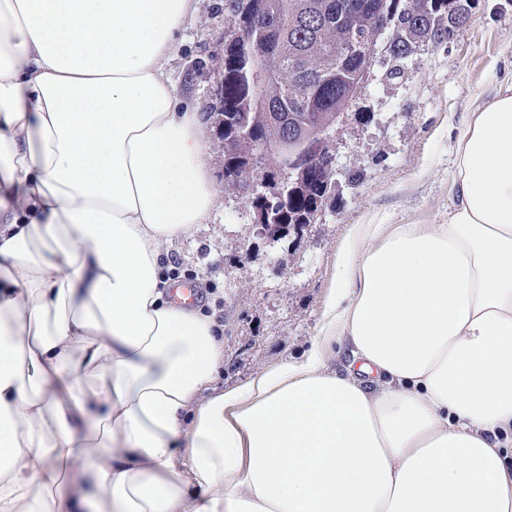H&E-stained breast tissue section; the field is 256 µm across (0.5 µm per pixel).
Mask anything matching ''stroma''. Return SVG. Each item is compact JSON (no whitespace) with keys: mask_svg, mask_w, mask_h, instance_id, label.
Segmentation results:
<instances>
[{"mask_svg":"<svg viewBox=\"0 0 512 512\" xmlns=\"http://www.w3.org/2000/svg\"><path fill=\"white\" fill-rule=\"evenodd\" d=\"M467 3L466 23L441 43H418L398 61V77L374 66L329 143L334 186L304 236L265 237L251 192L226 188L213 221L171 247L175 270L205 289L199 307L224 327L219 386L244 385L257 370L310 347L353 225L437 224L447 213L455 136L467 112L512 77V0ZM230 28L224 0H201L171 61L175 75L191 79L190 102L209 127L219 182L215 89Z\"/></svg>","mask_w":512,"mask_h":512,"instance_id":"35a3bbf8","label":"stroma"}]
</instances>
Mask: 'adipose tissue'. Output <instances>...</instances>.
<instances>
[{"mask_svg": "<svg viewBox=\"0 0 512 512\" xmlns=\"http://www.w3.org/2000/svg\"><path fill=\"white\" fill-rule=\"evenodd\" d=\"M198 6L0 0V512H512V80L444 223L354 225L308 353L224 391L161 263L220 199Z\"/></svg>", "mask_w": 512, "mask_h": 512, "instance_id": "1", "label": "adipose tissue"}]
</instances>
